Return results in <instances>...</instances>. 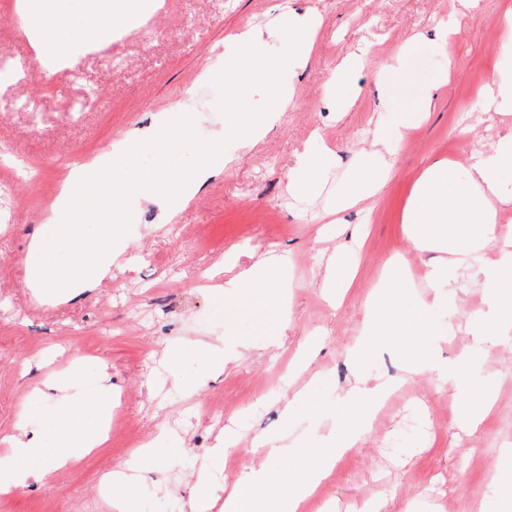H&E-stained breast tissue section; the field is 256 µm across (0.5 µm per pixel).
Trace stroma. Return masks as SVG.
<instances>
[{
  "label": "stroma",
  "instance_id": "obj_1",
  "mask_svg": "<svg viewBox=\"0 0 512 512\" xmlns=\"http://www.w3.org/2000/svg\"><path fill=\"white\" fill-rule=\"evenodd\" d=\"M510 9L512 0H153L136 27H117L110 43L46 68L19 0H0V52L15 74L0 86V175L14 180L0 199V434L23 420L52 437V380L77 361L84 370L68 390L74 419L94 420L91 400L105 384L104 367L114 427L104 448L55 471L46 484L14 489L0 500V512H101L91 504L93 487L115 469L140 477L141 512H194L193 474L207 467L216 488L230 487L264 461L252 447L255 435L328 443L341 434L347 412L336 394L353 379L348 353L361 333L364 305L392 256L405 255L415 273L424 268L425 255L404 231L416 180L444 158L465 180L470 152L492 151L512 129V109L486 93L495 75L512 71L501 26ZM283 14L318 21L307 64L283 76L294 91L287 111L248 148L228 145L232 160L223 172L170 217L132 199L133 221L110 278L67 302L37 296L26 283V258L58 198V161L121 152L126 130L162 125L175 107L195 116L200 138L221 136L213 79L224 68L223 50ZM451 21L457 30L443 38L441 28ZM105 56L120 60L121 70L108 71ZM352 58L356 68L344 96L336 97L329 83ZM386 67L390 79L377 87ZM425 86L432 89L426 110L416 95ZM76 102L81 111H72ZM398 123L407 134L386 156L390 177L371 210L337 211L350 173L373 164L380 151L374 130ZM326 151L330 168L321 189L293 199L288 183L297 157ZM19 158L38 165L42 189L16 166ZM335 217L349 230L365 228L367 241L355 258V280L332 308L321 288L326 243L319 231ZM269 251L290 257L287 306H272L260 290L238 297L227 273L219 278L221 294L208 288L205 272L226 259L243 268L252 254ZM491 288L461 276L457 307L438 309V321L455 326L490 317ZM417 330L409 322L396 350L375 351L369 373L400 384L311 499L318 512H363L384 499L395 512H503L498 481L501 450L512 446V317L504 319L500 341L477 354L496 387L493 410L473 435L455 422L461 399L452 385L429 372L401 382ZM218 336L240 357L205 380L197 378L194 355L168 357L173 345ZM304 348L308 364L299 372L295 359ZM193 379L197 389L184 394L182 382ZM303 386L305 398L283 421L281 402ZM229 427L237 442L212 456ZM174 434L185 442L178 461L148 468L136 457L142 445Z\"/></svg>",
  "mask_w": 512,
  "mask_h": 512
}]
</instances>
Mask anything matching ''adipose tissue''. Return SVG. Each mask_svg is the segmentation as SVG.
Returning a JSON list of instances; mask_svg holds the SVG:
<instances>
[{"mask_svg": "<svg viewBox=\"0 0 512 512\" xmlns=\"http://www.w3.org/2000/svg\"><path fill=\"white\" fill-rule=\"evenodd\" d=\"M148 8V0H90L86 10L91 42H111L115 25H138ZM26 26L42 46L39 63L57 65L75 48L70 37L71 17L63 0H31L24 14ZM512 170V132L501 138L493 152L471 153L464 182L453 180L448 161L437 160L421 173L412 193L413 217L405 221V233L415 251L428 255L424 279L432 288H454L460 272L471 279H500L502 288L489 298L499 313H512V226L498 223L500 207L512 199L497 192L500 174ZM387 165L357 168L348 180L337 205L338 210L368 207L387 180ZM405 256L390 258L380 283L382 292H399L408 312L420 320L421 333L405 357L406 377L430 371L439 380L452 384L464 398V426L477 431L493 407V389L488 377L482 376L474 356L455 360L437 356L432 339L441 335L442 327L434 319L439 297H428L415 289V283L403 279ZM288 258L263 255L247 270L238 273L233 286L239 297L264 290L270 304L281 306L286 298ZM396 311L388 318L378 315V302L366 303L361 339L351 348L350 359L355 372L352 382L337 395L349 411L343 432L331 447L316 448L308 441L288 443L286 438L257 436L254 447L264 451L266 463L250 467L224 493L223 512H302L306 502L333 471L337 461L354 448L372 423L396 384L390 379L370 377L367 365L376 346L388 343L398 334L406 318ZM93 407L94 422L72 424L68 408H61L58 418L62 431L46 442L18 422L10 434L0 437V496L30 483H46L52 469L65 466L79 457L104 447L110 439L105 426L112 416V396L103 394Z\"/></svg>", "mask_w": 512, "mask_h": 512, "instance_id": "adipose-tissue-1", "label": "adipose tissue"}]
</instances>
